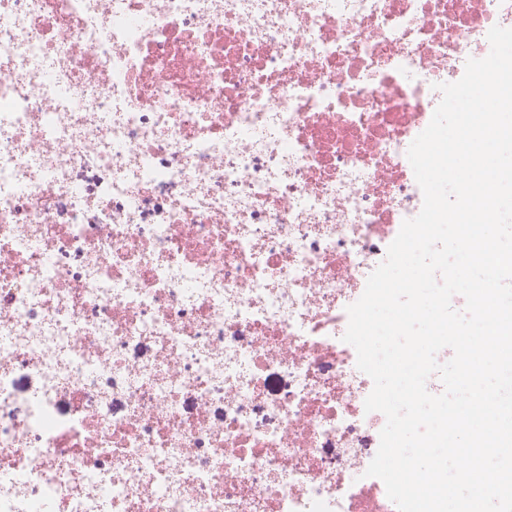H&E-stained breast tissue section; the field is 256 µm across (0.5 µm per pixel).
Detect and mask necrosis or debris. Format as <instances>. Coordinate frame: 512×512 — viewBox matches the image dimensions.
Wrapping results in <instances>:
<instances>
[{"instance_id": "4bbe7bcc", "label": "necrosis or debris", "mask_w": 512, "mask_h": 512, "mask_svg": "<svg viewBox=\"0 0 512 512\" xmlns=\"http://www.w3.org/2000/svg\"><path fill=\"white\" fill-rule=\"evenodd\" d=\"M496 25L512 0H0V512H397L346 308Z\"/></svg>"}]
</instances>
